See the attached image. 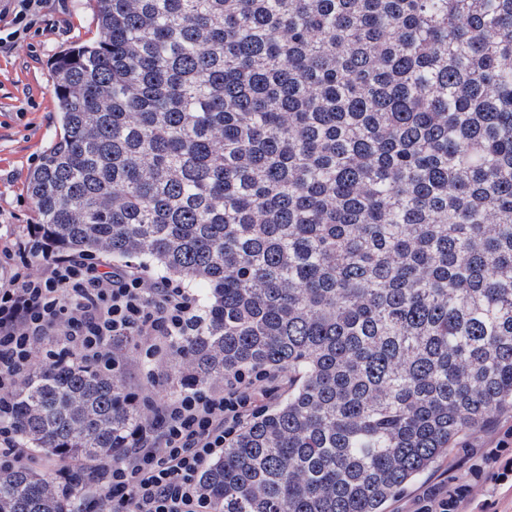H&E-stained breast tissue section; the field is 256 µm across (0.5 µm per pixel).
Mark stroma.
Returning <instances> with one entry per match:
<instances>
[{
  "instance_id": "obj_1",
  "label": "stroma",
  "mask_w": 512,
  "mask_h": 512,
  "mask_svg": "<svg viewBox=\"0 0 512 512\" xmlns=\"http://www.w3.org/2000/svg\"><path fill=\"white\" fill-rule=\"evenodd\" d=\"M94 14L88 5L51 0L38 29L14 50L0 53V221L31 224L34 207L25 188L26 177L60 132L51 60L61 50L95 37ZM123 371L130 392L146 394L161 388L177 396L176 357H159L145 371L139 351L126 345ZM512 433V410L494 416L481 427L466 430L446 455L387 504L386 512H414L429 487L443 484L467 493L471 512H512V476L499 479L512 465V447H502Z\"/></svg>"
}]
</instances>
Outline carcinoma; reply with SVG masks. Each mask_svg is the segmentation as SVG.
<instances>
[{
  "instance_id": "carcinoma-1",
  "label": "carcinoma",
  "mask_w": 512,
  "mask_h": 512,
  "mask_svg": "<svg viewBox=\"0 0 512 512\" xmlns=\"http://www.w3.org/2000/svg\"><path fill=\"white\" fill-rule=\"evenodd\" d=\"M30 172L54 248L200 281L179 382L288 369L207 463L218 512H385L512 409V0H88ZM25 444L119 458L149 419L119 367L14 393ZM79 487L0 467V512Z\"/></svg>"
}]
</instances>
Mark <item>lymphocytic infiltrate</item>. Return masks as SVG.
Here are the masks:
<instances>
[{
	"label": "lymphocytic infiltrate",
	"instance_id": "lymphocytic-infiltrate-1",
	"mask_svg": "<svg viewBox=\"0 0 512 512\" xmlns=\"http://www.w3.org/2000/svg\"><path fill=\"white\" fill-rule=\"evenodd\" d=\"M45 0H12L11 21L0 28V52L24 40L41 21ZM195 297L140 266L109 265L102 257L60 254L33 227L0 230V447L12 464L32 456L14 432L13 391L56 353L111 367L112 342L134 338L145 369L192 320ZM272 375L243 371L227 389L190 390L148 401L152 421L139 429L123 456L81 468L75 476L88 496L84 512H215L198 476L205 463L270 393Z\"/></svg>",
	"mask_w": 512,
	"mask_h": 512
}]
</instances>
